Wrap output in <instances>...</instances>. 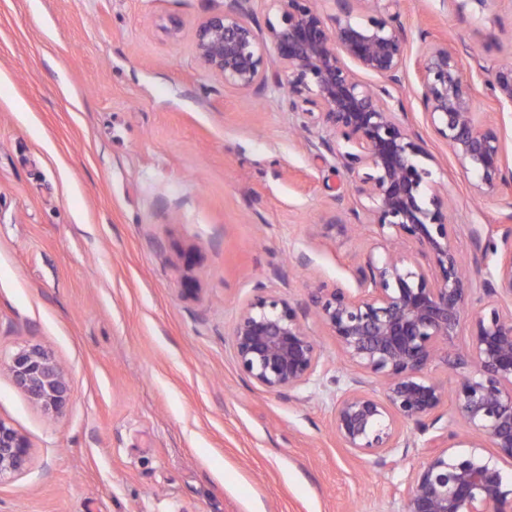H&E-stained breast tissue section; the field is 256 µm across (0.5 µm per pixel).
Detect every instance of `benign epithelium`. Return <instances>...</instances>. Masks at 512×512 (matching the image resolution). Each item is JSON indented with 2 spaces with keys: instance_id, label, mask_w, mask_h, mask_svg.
<instances>
[{
  "instance_id": "obj_1",
  "label": "benign epithelium",
  "mask_w": 512,
  "mask_h": 512,
  "mask_svg": "<svg viewBox=\"0 0 512 512\" xmlns=\"http://www.w3.org/2000/svg\"><path fill=\"white\" fill-rule=\"evenodd\" d=\"M271 2L275 20L267 21L266 35L251 20V0H230L198 26L196 51L226 87L256 95L287 87L288 109L302 114V129L322 126L329 135L324 146L357 175L356 192L382 239L384 257L366 255L356 291L324 283L309 289L317 316L344 356L381 382L378 392L359 380L337 389L336 438L386 464L401 448L408 424L425 434L441 419L448 387L428 367L470 364L456 388L459 418L495 451L467 434L426 440L428 457L411 474L404 512H512V474L501 466L512 461V311L499 305L512 299V213L505 216L500 243L487 236L476 297L452 244L450 201L427 165L433 157L389 104V90L360 81L345 63L402 83L407 38L396 0H362L358 17L350 0H334L339 15L332 24L317 0ZM420 40L415 69L427 127L476 176L475 192L492 193L512 180V168L497 128L473 112L477 88L466 77L467 49L430 40L424 31ZM483 89L499 111L512 110V58L497 66ZM476 301L481 310L465 320ZM464 325L469 347H449ZM232 348L240 368L268 393L296 391L325 371L297 304L267 291L242 307ZM5 368L35 404L55 411L64 406L67 374L43 348L18 351ZM29 459L27 438L0 420V480L23 470Z\"/></svg>"
}]
</instances>
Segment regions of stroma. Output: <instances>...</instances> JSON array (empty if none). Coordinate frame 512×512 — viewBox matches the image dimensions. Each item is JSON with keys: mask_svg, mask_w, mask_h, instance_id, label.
<instances>
[{"mask_svg": "<svg viewBox=\"0 0 512 512\" xmlns=\"http://www.w3.org/2000/svg\"><path fill=\"white\" fill-rule=\"evenodd\" d=\"M228 0H0V360L38 345L68 373L58 412L0 371V420L30 460L0 481V512H402L408 448L381 467L342 448L337 384L377 378L314 316L326 372L271 394L231 334L259 290L304 303L311 283L356 289L380 238L321 128L285 92L224 87L196 30ZM419 31L473 46L483 85L512 54L496 0H400ZM414 69L391 88L455 201L453 246L480 281L473 229L512 211L484 197L424 121ZM357 234L327 228L337 209Z\"/></svg>", "mask_w": 512, "mask_h": 512, "instance_id": "stroma-1", "label": "stroma"}]
</instances>
